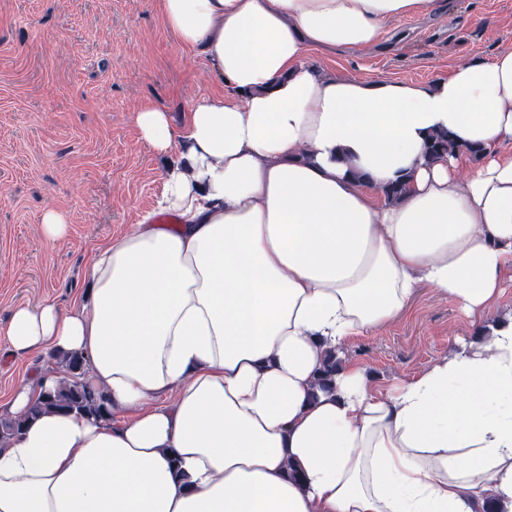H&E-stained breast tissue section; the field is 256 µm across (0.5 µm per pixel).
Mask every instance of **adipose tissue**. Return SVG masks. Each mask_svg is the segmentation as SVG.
<instances>
[{"label":"adipose tissue","instance_id":"adipose-tissue-1","mask_svg":"<svg viewBox=\"0 0 512 512\" xmlns=\"http://www.w3.org/2000/svg\"><path fill=\"white\" fill-rule=\"evenodd\" d=\"M428 2L159 0L233 91L178 137L162 108L135 114L159 154L186 145L158 200L177 221L97 246L68 312L21 306L5 331L17 356L82 353L136 414L29 423L0 448V512H512V319L388 391L355 364L314 386L321 351L419 288L475 316L512 271V52L428 85L307 61ZM438 131L459 147L431 161Z\"/></svg>","mask_w":512,"mask_h":512}]
</instances>
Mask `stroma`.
<instances>
[{"label": "stroma", "mask_w": 512, "mask_h": 512, "mask_svg": "<svg viewBox=\"0 0 512 512\" xmlns=\"http://www.w3.org/2000/svg\"><path fill=\"white\" fill-rule=\"evenodd\" d=\"M157 2L0 0V396L21 377L61 371L57 356L7 352L14 310L48 302L69 309L90 286L95 247L156 207L168 160L141 138L136 112L161 107L178 132L196 97L224 89L214 62L165 27ZM506 51L512 0H431L388 20L375 44L308 60L323 76L427 84ZM50 210L67 221L51 242L42 228ZM511 317L512 279L481 317L423 287L407 312L342 348L384 390Z\"/></svg>", "instance_id": "obj_1"}]
</instances>
